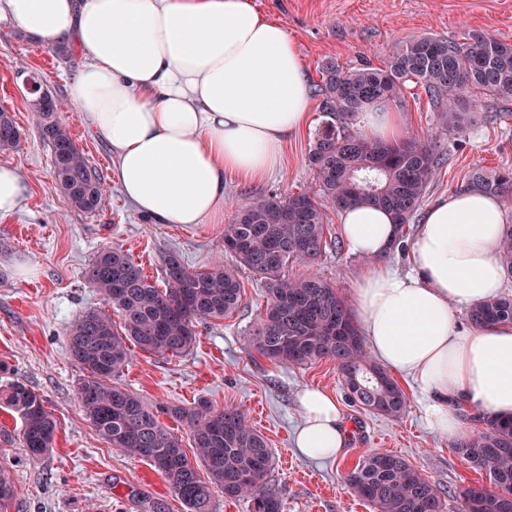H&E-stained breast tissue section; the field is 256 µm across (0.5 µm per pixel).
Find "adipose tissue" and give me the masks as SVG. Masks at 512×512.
Returning a JSON list of instances; mask_svg holds the SVG:
<instances>
[{
    "mask_svg": "<svg viewBox=\"0 0 512 512\" xmlns=\"http://www.w3.org/2000/svg\"><path fill=\"white\" fill-rule=\"evenodd\" d=\"M0 20L40 47L74 46L85 63L70 100L109 143L114 175L135 209L159 224H209L228 177L260 181L310 104L293 39L253 0H0ZM369 138H402L404 117L368 108ZM349 251L366 259L353 320L374 359L411 381L429 427L458 438L455 406L512 417V325L458 330L454 310L499 297L504 207L473 189L430 206L411 241L410 271L386 261L390 212L360 203L340 212ZM298 452L339 457L346 445L335 396L297 394Z\"/></svg>",
    "mask_w": 512,
    "mask_h": 512,
    "instance_id": "1",
    "label": "adipose tissue"
}]
</instances>
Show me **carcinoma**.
Here are the masks:
<instances>
[{"mask_svg": "<svg viewBox=\"0 0 512 512\" xmlns=\"http://www.w3.org/2000/svg\"><path fill=\"white\" fill-rule=\"evenodd\" d=\"M322 122L310 150L319 189L271 193L248 199L224 225L221 261L201 271L188 269L171 252L165 257V287L153 285L121 247L104 245L85 270L105 303L117 311L123 332L111 315L89 310L73 324L67 354L83 377L77 398L93 431L129 455L143 459L160 473L187 512H212L213 489L227 498H246L251 512H282V502L269 483L270 448L239 407L214 409L205 401L193 407H157L116 383L115 376L131 359L134 345L151 355L178 356L196 341L202 321L230 317L241 305L239 268L260 276L266 291L265 313L253 329V345L272 361L308 365L327 359L336 363L347 395L359 408L390 418L408 408L403 389L365 350L340 290L317 274L288 276V266L311 264L325 251L327 209L342 210L371 202L391 212L404 228L421 206L446 157L438 142L409 139L380 143L353 130L374 102H400L409 85L419 86L439 112L448 133L472 125L467 109L473 92L512 98V45L483 32L463 41L425 35L400 42L380 67L343 69L334 61L322 65ZM42 139L49 144L58 188L72 206L94 212L102 207L101 177L47 110L46 98L30 100ZM21 133L12 114L0 112V148H14ZM463 189L504 197L512 195V170H473ZM499 257L512 276V225L503 226ZM476 327L512 324V296L488 300L469 312ZM0 407L18 415L17 435L5 432L3 443L19 439L33 457L53 448L56 424L44 399L25 383L0 385ZM166 413L189 432L194 459L181 439L160 421ZM453 448L483 471L490 487H468L458 495V512H512V419L492 416L457 439ZM345 483L375 512H447L437 488L405 458L383 449L369 452L344 475ZM15 485L0 469V512H9Z\"/></svg>", "mask_w": 512, "mask_h": 512, "instance_id": "carcinoma-1", "label": "carcinoma"}]
</instances>
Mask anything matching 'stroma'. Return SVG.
I'll list each match as a JSON object with an SVG mask.
<instances>
[{"label":"stroma","mask_w":512,"mask_h":512,"mask_svg":"<svg viewBox=\"0 0 512 512\" xmlns=\"http://www.w3.org/2000/svg\"><path fill=\"white\" fill-rule=\"evenodd\" d=\"M255 3L296 42L306 64L311 108L306 126L286 144L280 169L259 183L226 182L228 219L247 197L314 190L309 152L324 119L319 93L324 61L331 59L345 68L366 61L379 66L399 42L426 34L457 40L477 30L512 43V0ZM80 64V54L59 56L0 22V107L13 114L21 132L16 148L0 149V165L16 167L30 184L22 209L0 216V382L17 379L34 388L58 425L54 447L44 457H30L17 444L0 451V468L10 473L16 488L9 512H185L149 463L96 436L77 399L82 371L68 357L66 346L77 318L105 306L83 274L101 246H121L160 286L168 253L179 254L193 271L223 257L224 227L158 224L124 198L115 180L110 146L70 102V85ZM32 75L63 103L60 122L101 175L105 204L97 211L74 208L56 186L51 149L33 121L25 87ZM470 105L474 126L453 136L439 126L435 108L420 88H412L395 106L405 117V137L436 139L448 155L426 204L458 191L472 169L512 168V100L477 94ZM326 222L332 246L313 265L291 266L288 274L301 278L317 272L347 296L366 261L341 246L335 209H328ZM240 279L242 304L232 317L199 323L196 341L184 355L161 357L133 350L117 383L151 405L188 407L203 398L218 409H245L272 451L269 479L279 492L283 512H374L343 476L375 448L410 461L452 510L463 488L487 485L485 475L455 453L452 439L424 421L410 381L400 382L408 409L394 419L351 403L334 362L300 366L260 356L252 329L264 311L266 295L251 271L241 270ZM305 386L329 391L341 402L348 442L338 459H310L296 451V393Z\"/></svg>","instance_id":"obj_1"}]
</instances>
